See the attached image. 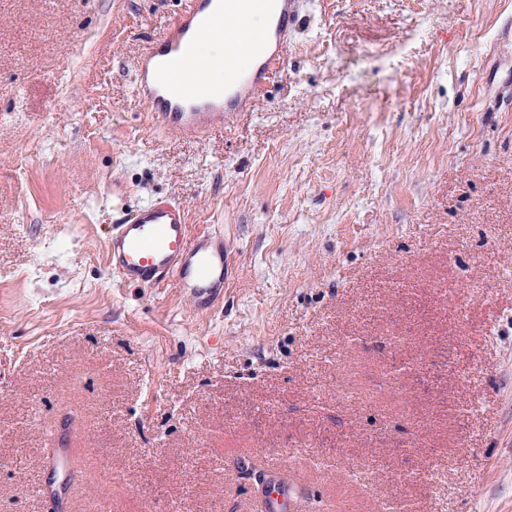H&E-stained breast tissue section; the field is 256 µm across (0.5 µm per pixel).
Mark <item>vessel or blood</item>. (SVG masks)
Instances as JSON below:
<instances>
[{
	"mask_svg": "<svg viewBox=\"0 0 512 512\" xmlns=\"http://www.w3.org/2000/svg\"><path fill=\"white\" fill-rule=\"evenodd\" d=\"M302 0H273L264 37L233 42L221 59L197 53L196 45L224 19L245 14L250 0H184V7L151 37L136 62L135 96L155 128L204 140L216 125H231L261 96L269 80L283 72ZM181 60V80L170 84L169 63ZM184 202L156 196L113 226L106 243L108 267L121 282L153 288L171 279L195 309L213 310L232 275L222 233L188 242ZM266 512H288L294 486L282 473L267 478Z\"/></svg>",
	"mask_w": 512,
	"mask_h": 512,
	"instance_id": "vessel-or-blood-1",
	"label": "vessel or blood"
}]
</instances>
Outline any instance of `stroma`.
Returning a JSON list of instances; mask_svg holds the SVG:
<instances>
[{"instance_id":"1","label":"stroma","mask_w":512,"mask_h":512,"mask_svg":"<svg viewBox=\"0 0 512 512\" xmlns=\"http://www.w3.org/2000/svg\"><path fill=\"white\" fill-rule=\"evenodd\" d=\"M304 3L198 141L134 96L183 0H0V512H59L52 445L74 512H254L273 464L291 512H512V0ZM154 194L223 230L215 310L109 273Z\"/></svg>"}]
</instances>
